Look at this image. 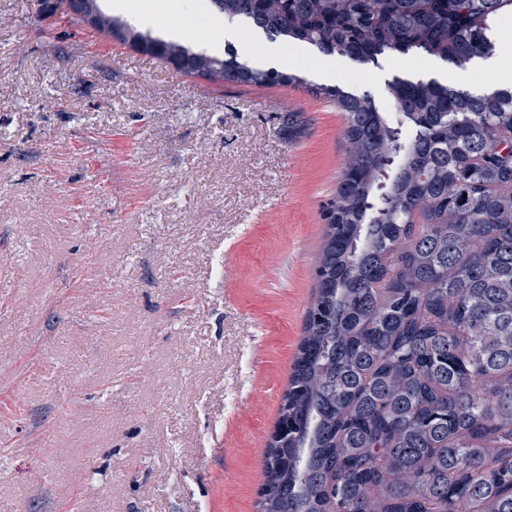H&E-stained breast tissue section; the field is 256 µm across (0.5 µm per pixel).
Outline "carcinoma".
<instances>
[{
  "mask_svg": "<svg viewBox=\"0 0 512 512\" xmlns=\"http://www.w3.org/2000/svg\"><path fill=\"white\" fill-rule=\"evenodd\" d=\"M325 57L492 58L512 0H208ZM96 31L216 84H300L102 15ZM311 92L346 152L257 512H512V87L395 78Z\"/></svg>",
  "mask_w": 512,
  "mask_h": 512,
  "instance_id": "carcinoma-1",
  "label": "carcinoma"
}]
</instances>
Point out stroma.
<instances>
[{"mask_svg": "<svg viewBox=\"0 0 512 512\" xmlns=\"http://www.w3.org/2000/svg\"><path fill=\"white\" fill-rule=\"evenodd\" d=\"M179 4L145 26L223 55ZM51 25L0 0V512H256L346 150L310 88L469 76L293 46L303 85H218Z\"/></svg>", "mask_w": 512, "mask_h": 512, "instance_id": "stroma-1", "label": "stroma"}]
</instances>
